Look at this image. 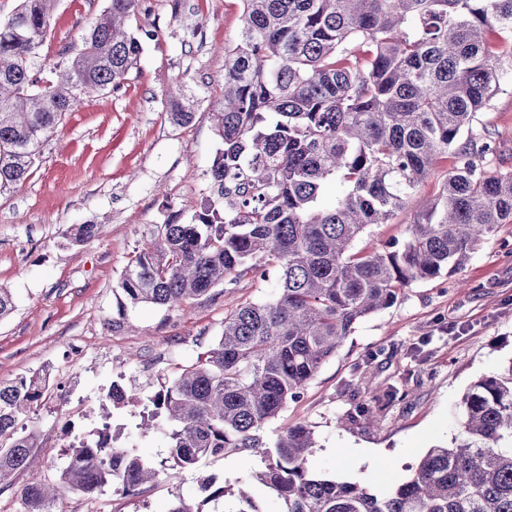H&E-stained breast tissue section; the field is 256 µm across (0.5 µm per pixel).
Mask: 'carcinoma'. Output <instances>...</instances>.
<instances>
[{
    "mask_svg": "<svg viewBox=\"0 0 512 512\" xmlns=\"http://www.w3.org/2000/svg\"><path fill=\"white\" fill-rule=\"evenodd\" d=\"M241 25L224 50V91L209 113L217 149L207 191L190 219L155 225L119 288L130 304L182 307L217 286L276 274L278 295L224 317L214 346L161 385L137 428L164 430L168 464L117 444L113 412L136 396L113 382L94 439L70 447L59 479L33 469L41 445L18 431L48 377L0 382V486L30 473L22 512H61L68 491L112 485L146 491L164 470L224 451L267 461L255 479L284 512H512V361L474 382L460 434L436 446L389 494L309 472L311 429L288 428L274 444L260 431L300 396L361 318L393 306L412 283L452 275L473 246L512 223V171H492V141L472 132L501 90L512 42V0H242ZM56 0H20L0 20V196L30 174L62 117L91 93L121 89L143 39L130 29L140 0H109L79 53H59L55 78L39 75L56 26ZM183 126L196 113L178 102ZM454 158L439 192L421 204L403 241L355 249L367 230L406 209L437 161ZM343 187L321 204L330 183ZM204 502L224 486L201 484Z\"/></svg>",
    "mask_w": 512,
    "mask_h": 512,
    "instance_id": "1",
    "label": "carcinoma"
}]
</instances>
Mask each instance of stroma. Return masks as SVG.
Here are the masks:
<instances>
[{"mask_svg": "<svg viewBox=\"0 0 512 512\" xmlns=\"http://www.w3.org/2000/svg\"><path fill=\"white\" fill-rule=\"evenodd\" d=\"M107 5L57 0L47 62L64 49L78 52L88 23ZM242 9L241 0H142L131 28L157 36L145 41L126 85L85 97L62 118L31 175L0 197V287L14 302L0 318V381L48 374L40 406L19 424L37 434L49 479H57L75 437L100 427V398L115 381L140 397L114 412L125 445L165 460L167 436L136 428L141 399L214 344L226 314L277 292L276 276L247 277L181 310L131 306L118 286L154 226L174 216L188 220L206 191L218 148L209 114L224 88V48L237 35ZM173 96L193 102V123L170 121ZM478 124L497 145L494 169L512 170L511 66ZM452 166V158L440 159L417 198L392 223L372 226L361 246L405 238L420 198L432 197ZM79 224L97 232L76 244L70 233ZM511 363L512 224H503L458 273L413 283L392 307L357 321L262 436L271 442L306 425L314 436L310 473L380 496L409 479L430 448L452 445L463 395ZM360 404L378 413L379 425L350 419ZM264 468L260 457L228 451L177 478H159L140 495L108 486L93 498L67 494L62 509L169 512L177 498L198 500L211 478L228 488L251 485L262 512H284L283 500L254 480Z\"/></svg>", "mask_w": 512, "mask_h": 512, "instance_id": "1", "label": "stroma"}]
</instances>
